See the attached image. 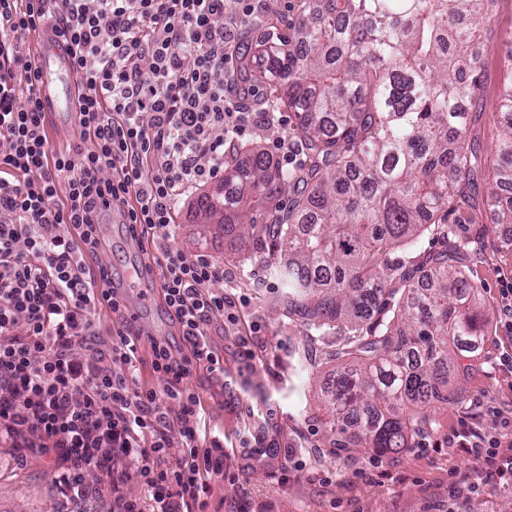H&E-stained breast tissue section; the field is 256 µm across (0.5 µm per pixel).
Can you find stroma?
<instances>
[{
    "label": "stroma",
    "instance_id": "stroma-1",
    "mask_svg": "<svg viewBox=\"0 0 512 512\" xmlns=\"http://www.w3.org/2000/svg\"><path fill=\"white\" fill-rule=\"evenodd\" d=\"M297 9V0H264L258 14L242 21L239 0H227L224 18L238 20L236 38L245 43L263 30L284 28ZM481 32L482 96L468 127L477 163L464 188L467 202L448 223L471 243L457 262L481 291L488 336L478 351L460 352L470 372L461 395L437 406L435 429L412 447L380 457L337 447L324 403L335 367L329 357L334 337L310 334L288 317L264 264L239 263L238 229L203 234L194 197L178 202L166 231L168 249L205 254L223 265L224 278L214 288L238 318L215 338L224 354L226 387L212 384L202 369L186 381L204 403L208 427L224 435V482L213 488L210 512H436V505L449 501V472L472 464L463 449L448 447L447 436L490 432L495 410L512 418V365L506 362L512 316L502 296L504 280L512 279V250L501 247L500 227L483 204L502 126L498 92L505 79L501 61L512 46V0H498ZM55 481L40 458L21 457L10 442L0 443V512H108L103 499L64 505Z\"/></svg>",
    "mask_w": 512,
    "mask_h": 512
}]
</instances>
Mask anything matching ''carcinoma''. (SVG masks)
Segmentation results:
<instances>
[{
  "label": "carcinoma",
  "instance_id": "1",
  "mask_svg": "<svg viewBox=\"0 0 512 512\" xmlns=\"http://www.w3.org/2000/svg\"><path fill=\"white\" fill-rule=\"evenodd\" d=\"M494 2L299 0L287 33L270 31L241 54L244 76L292 112L304 165L285 172L241 145L248 172L224 168L223 188L198 198L196 216L207 228L239 226L242 261L267 264L288 315L336 337L329 425L342 448L411 447L436 426L427 405L462 389L458 352L487 336L479 287L452 254L411 274L386 257L426 231L448 235L474 167L466 129ZM503 67L488 202L511 248L512 58Z\"/></svg>",
  "mask_w": 512,
  "mask_h": 512
}]
</instances>
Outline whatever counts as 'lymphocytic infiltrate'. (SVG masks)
I'll return each instance as SVG.
<instances>
[{"mask_svg": "<svg viewBox=\"0 0 512 512\" xmlns=\"http://www.w3.org/2000/svg\"><path fill=\"white\" fill-rule=\"evenodd\" d=\"M40 28L73 60L75 122L90 147L48 146L38 67L18 50ZM235 28L224 0H0V433L47 461L71 501L98 494L109 512H206L224 479V439L184 387L200 369L224 376L210 334L224 312L212 288L223 266L152 254L164 308L182 328L180 341L149 340L157 389L139 382L134 315L107 267L91 270L84 257L102 249L113 214L139 241H157L179 199L273 122L231 102ZM100 304L114 315L105 337L92 318ZM458 445L473 459L457 476L468 494L493 477L512 481L507 435Z\"/></svg>", "mask_w": 512, "mask_h": 512, "instance_id": "lymphocytic-infiltrate-1", "label": "lymphocytic infiltrate"}]
</instances>
